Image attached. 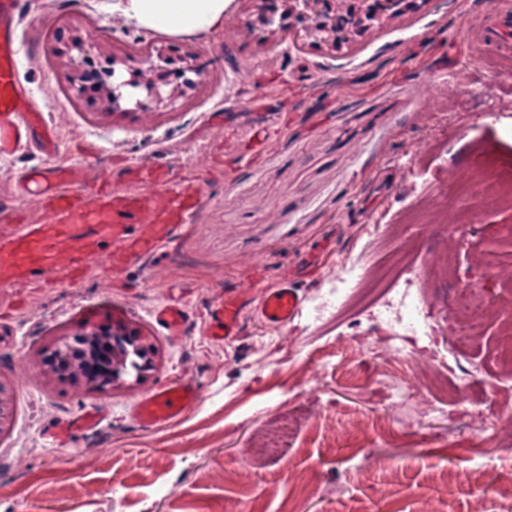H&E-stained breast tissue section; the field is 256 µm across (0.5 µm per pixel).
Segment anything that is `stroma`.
Returning a JSON list of instances; mask_svg holds the SVG:
<instances>
[{
	"label": "stroma",
	"mask_w": 512,
	"mask_h": 512,
	"mask_svg": "<svg viewBox=\"0 0 512 512\" xmlns=\"http://www.w3.org/2000/svg\"><path fill=\"white\" fill-rule=\"evenodd\" d=\"M21 4L22 80L57 153L43 151L36 127L27 147L0 154V210L34 215L19 178L52 162L112 178L127 162L160 163L194 177L203 198L181 239L127 266L122 287L94 270L74 285L0 291V377L17 397L0 444V512H512V197L490 176L512 173V55L478 37L512 0H429L333 57L294 39L295 18L269 41L245 0L221 32L180 39L113 19L112 0ZM66 21L133 70L163 47L169 81L191 63L196 89L170 109L93 119L53 67L52 35ZM264 125L276 142L240 165ZM322 242L331 253L303 282L294 323L273 330L250 312L235 340L208 338L205 310L224 290L261 300L264 279L299 272ZM404 254L430 347L357 356L360 337L389 333L368 315L373 291L359 286L324 310L326 290L335 273L382 274ZM462 285L483 302L464 345ZM172 295L187 310L176 341L152 319ZM98 309L156 337L157 371L107 394L44 384L39 349ZM432 349L455 360L456 377L437 372ZM174 375L198 385L197 402L158 428L131 420ZM98 405L107 421L49 447L50 428ZM287 415L297 421L288 450L246 456Z\"/></svg>",
	"instance_id": "35a3bbf8"
}]
</instances>
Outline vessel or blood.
Listing matches in <instances>:
<instances>
[{
    "mask_svg": "<svg viewBox=\"0 0 512 512\" xmlns=\"http://www.w3.org/2000/svg\"><path fill=\"white\" fill-rule=\"evenodd\" d=\"M19 13L20 0H0L1 154L28 144L36 117V102L19 72ZM504 27H512V15L493 12L483 30L485 42L500 46ZM39 176L47 183L36 199L41 223L19 215L0 216L6 225L0 232V249L12 274L36 288L78 282L94 266L114 270L146 261L179 239L182 226L193 223L202 204L200 186L186 178L174 179L160 168L138 171L133 182L120 186L104 176L87 181L84 173L63 165L41 175L29 171L24 178ZM85 225L93 226L97 242L109 245V252L78 244L76 231ZM302 305L296 279L281 277L267 285L256 313L267 326L280 328L299 315ZM248 306L247 292H225L209 309L210 336L227 342L239 336ZM154 319L176 339L187 313L183 303L174 301L159 307ZM197 397L191 381L173 378L144 396L132 416L140 426L155 428L182 414Z\"/></svg>",
    "mask_w": 512,
    "mask_h": 512,
    "instance_id": "obj_1",
    "label": "vessel or blood"
}]
</instances>
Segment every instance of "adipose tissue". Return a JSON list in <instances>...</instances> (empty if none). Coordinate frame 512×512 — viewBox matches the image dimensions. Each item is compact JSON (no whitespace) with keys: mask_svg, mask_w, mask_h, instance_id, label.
Returning <instances> with one entry per match:
<instances>
[{"mask_svg":"<svg viewBox=\"0 0 512 512\" xmlns=\"http://www.w3.org/2000/svg\"><path fill=\"white\" fill-rule=\"evenodd\" d=\"M233 0H112V15L127 25L169 37L222 31Z\"/></svg>","mask_w":512,"mask_h":512,"instance_id":"obj_1","label":"adipose tissue"}]
</instances>
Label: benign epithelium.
I'll return each instance as SVG.
<instances>
[{"mask_svg": "<svg viewBox=\"0 0 512 512\" xmlns=\"http://www.w3.org/2000/svg\"><path fill=\"white\" fill-rule=\"evenodd\" d=\"M253 23L277 39L288 20L302 21L303 37L317 47L336 52L365 38L428 0H248ZM107 67L96 73L88 68L92 50ZM52 56L62 71L69 97L99 120L136 110L160 109L187 99L197 82H169L161 66L150 64L125 76V60L109 52L106 43L84 36L71 25L54 38ZM158 348L153 336L133 322L112 318L106 322L72 324L50 337L40 354V374L75 391H112L138 384L157 369ZM15 387L0 378V440L15 424Z\"/></svg>", "mask_w": 512, "mask_h": 512, "instance_id": "obj_1", "label": "benign epithelium"}]
</instances>
